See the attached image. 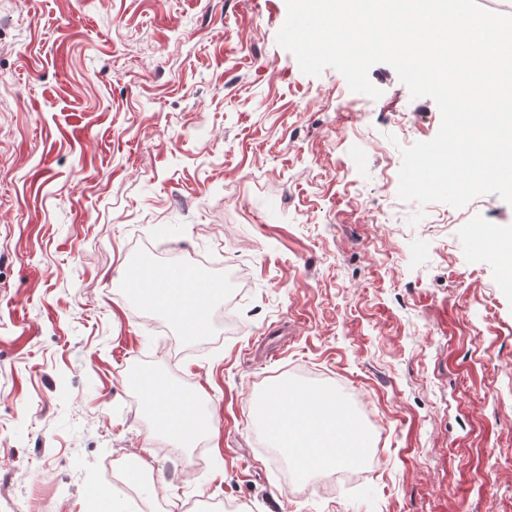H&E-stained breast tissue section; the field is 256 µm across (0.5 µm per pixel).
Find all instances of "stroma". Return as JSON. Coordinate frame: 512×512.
I'll return each mask as SVG.
<instances>
[{"mask_svg": "<svg viewBox=\"0 0 512 512\" xmlns=\"http://www.w3.org/2000/svg\"><path fill=\"white\" fill-rule=\"evenodd\" d=\"M286 16L0 0V512H87L94 488L117 512H512V280L481 237L512 204L400 200L435 101L386 64L376 99L303 74ZM151 248L221 287V343L118 294ZM141 368L210 409L201 449L159 433ZM284 378L353 410L380 456L366 477L291 490L253 414ZM111 457L146 467L131 481Z\"/></svg>", "mask_w": 512, "mask_h": 512, "instance_id": "1", "label": "stroma"}]
</instances>
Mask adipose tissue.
Here are the masks:
<instances>
[{"label": "adipose tissue", "instance_id": "obj_1", "mask_svg": "<svg viewBox=\"0 0 512 512\" xmlns=\"http://www.w3.org/2000/svg\"><path fill=\"white\" fill-rule=\"evenodd\" d=\"M142 401L157 426L171 439L192 445L199 436L210 435L215 425L196 397L180 393L175 385L156 373L144 378ZM299 388L273 387L258 404L260 415L276 447L286 449L301 477L353 460L369 445V439L351 414L338 402L305 414Z\"/></svg>", "mask_w": 512, "mask_h": 512}]
</instances>
